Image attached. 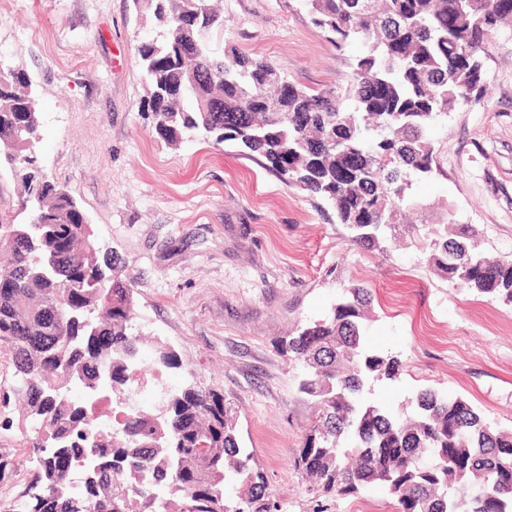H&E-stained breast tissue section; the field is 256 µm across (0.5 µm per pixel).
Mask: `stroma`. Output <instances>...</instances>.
Returning <instances> with one entry per match:
<instances>
[{
	"instance_id": "obj_1",
	"label": "stroma",
	"mask_w": 512,
	"mask_h": 512,
	"mask_svg": "<svg viewBox=\"0 0 512 512\" xmlns=\"http://www.w3.org/2000/svg\"><path fill=\"white\" fill-rule=\"evenodd\" d=\"M224 46L269 60L314 92L344 91L359 43L336 47L302 0H215ZM153 34L133 0H0V70L25 73L40 112L37 162L64 185L101 245L135 281L131 325L182 366L168 387L223 389L243 447L253 449L281 512H396L375 489L319 498L294 458L315 418L301 369L279 350L288 331L322 318L344 289L371 292L367 344L398 355L399 379L373 385V402L404 416L423 389L461 396L512 430V306L448 285L429 264L446 224H470L481 250L512 257V22L492 33L481 99L437 121L434 174L385 249L349 242L332 207L286 184L232 142L171 145L154 131L150 83L137 47ZM16 468L0 502L29 478L20 432L0 433Z\"/></svg>"
}]
</instances>
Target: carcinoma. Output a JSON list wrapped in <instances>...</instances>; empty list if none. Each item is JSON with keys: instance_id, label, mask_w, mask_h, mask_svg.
Segmentation results:
<instances>
[{"instance_id": "1", "label": "carcinoma", "mask_w": 512, "mask_h": 512, "mask_svg": "<svg viewBox=\"0 0 512 512\" xmlns=\"http://www.w3.org/2000/svg\"><path fill=\"white\" fill-rule=\"evenodd\" d=\"M338 48L360 41L349 87L279 96L265 60L221 47L224 18L210 0H135L155 36L137 48L152 85L155 132L170 144L203 135L235 142L286 183L329 203L351 242L380 246L416 177L434 172L429 128L482 90L488 36L512 0H303ZM26 74L0 72V161L24 170L18 213L0 209V343L14 387L0 391V431L26 425L34 472L0 512H280L254 451L240 446L236 411L216 388L162 392L159 412L96 425L141 383L134 281L103 248L70 194L35 167L39 112ZM219 100L224 111L209 102ZM452 224L429 262L454 288L512 306V260L470 246ZM369 293L350 288L322 319L279 341L317 405L295 466L320 496L378 489L397 512H512V430L491 427L464 398L432 390L402 423L366 400L370 380H394V355L369 349L360 320ZM154 363L181 367L157 344Z\"/></svg>"}]
</instances>
